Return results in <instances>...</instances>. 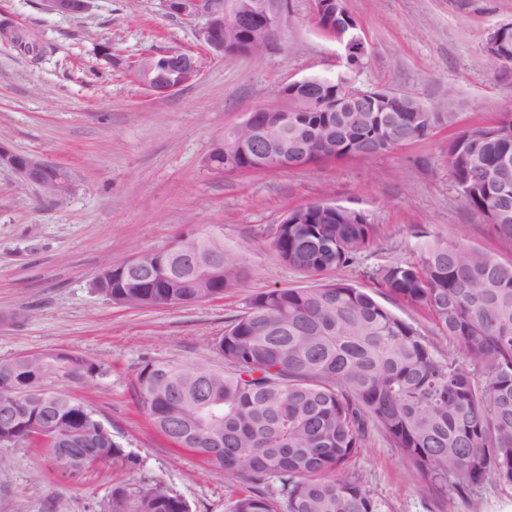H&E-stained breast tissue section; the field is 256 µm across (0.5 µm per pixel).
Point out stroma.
I'll use <instances>...</instances> for the list:
<instances>
[{
    "instance_id": "35a3bbf8",
    "label": "stroma",
    "mask_w": 512,
    "mask_h": 512,
    "mask_svg": "<svg viewBox=\"0 0 512 512\" xmlns=\"http://www.w3.org/2000/svg\"><path fill=\"white\" fill-rule=\"evenodd\" d=\"M347 7L370 44L357 87L445 103L455 126L374 157L217 174L205 160L226 130L255 108L278 104L284 84L335 71L340 48L316 26L314 0H289L275 49L221 57L200 49L197 22L170 14L163 0H94L75 17L54 13L46 0H0V19L44 47L34 62L0 40V138L65 167L73 182L69 196L52 202L0 168V360L61 349L100 365L98 378L60 387L92 406L128 455L72 476L41 449L0 444V512H107L118 486H163L191 512H229L240 495L259 490L276 496V478L217 475L176 451L153 427L134 383L151 361L220 364L215 344L251 295L310 284L271 248L290 208L329 200L363 212L376 228L373 245L317 279L363 288L438 351L455 350L424 308L387 294L376 273L417 258L418 227L512 261V238L463 200L446 152L458 131L512 112V73L484 51L489 33L512 22V0H347ZM107 42L128 59L190 48L200 73L175 94L153 97L128 72L106 69L97 47ZM207 225L245 268L242 283L223 297L134 307L91 288L102 265L167 249ZM345 475L363 477L383 512H512L509 485H451L429 495L374 427Z\"/></svg>"
}]
</instances>
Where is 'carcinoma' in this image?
<instances>
[{"label":"carcinoma","instance_id":"obj_1","mask_svg":"<svg viewBox=\"0 0 512 512\" xmlns=\"http://www.w3.org/2000/svg\"><path fill=\"white\" fill-rule=\"evenodd\" d=\"M394 136L378 134L379 118ZM297 136L309 143L313 163L329 150L314 138L327 123L347 134L336 139V159L376 156L398 143L416 142L453 112H293ZM497 137L471 128L448 143V167L460 196L482 211L497 195V229L512 236V113L499 119ZM280 224L271 247L309 275L348 264L375 240L359 210L336 206L325 222L312 207ZM424 239L415 262L381 268L380 286L396 299L423 306L440 335L457 342L486 383L453 355L439 354L419 331L367 291L346 282L280 288L253 294L244 312L225 328L216 348L224 365L156 361L135 382L152 425L193 448L218 474L274 476L279 497H238L231 512H382L362 477L341 471L363 448L368 425L378 427L435 494L448 479L463 488L491 481L512 485V261L442 236ZM136 272L112 271L107 296L133 306L191 304L238 286L239 255L199 233L165 254H146ZM101 366L56 350L0 360V405L15 403L21 424L10 442L33 445L31 427L46 423L54 446L81 448L84 470L127 459L102 428L96 411L66 392L38 389L63 380H90ZM109 512H189L180 497L155 486L136 494L112 490Z\"/></svg>","mask_w":512,"mask_h":512}]
</instances>
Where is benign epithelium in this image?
Wrapping results in <instances>:
<instances>
[{
	"instance_id": "7a95c632",
	"label": "benign epithelium",
	"mask_w": 512,
	"mask_h": 512,
	"mask_svg": "<svg viewBox=\"0 0 512 512\" xmlns=\"http://www.w3.org/2000/svg\"><path fill=\"white\" fill-rule=\"evenodd\" d=\"M51 10L68 16L86 14L93 0H47ZM167 11L185 20L205 19L198 29V40L217 56L224 49L241 46L260 52L274 48L282 41L288 15V0H164ZM314 16L320 20V30L343 50L338 58L337 81L319 76L305 77L286 84L280 91L281 104L254 110L230 136H246L258 145L254 171L305 167L312 164L308 150L288 129L290 112H444L446 108L422 101L410 94L388 89H361L345 85L343 66L349 60L363 63L368 55V42L360 21L348 10L346 0H315ZM503 30L492 31L485 42V53L502 61ZM132 68L144 75L142 85L152 94L165 96L180 90L198 73L195 57L178 48H168L159 54H145L131 62ZM226 156L222 165L214 163L216 156ZM207 167L218 174L235 167L225 143L215 144L206 158ZM0 167L16 172L24 182L35 187L49 200H60L72 191L70 175L63 167L36 156L16 152L0 139ZM54 462L71 475L83 471V456L65 448L53 449Z\"/></svg>"
}]
</instances>
